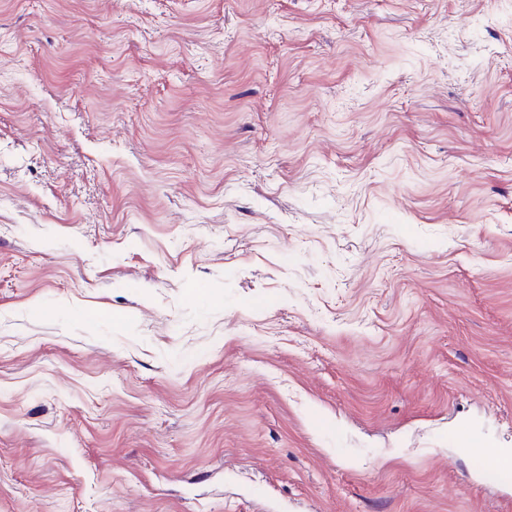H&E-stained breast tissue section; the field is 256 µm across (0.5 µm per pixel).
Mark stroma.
Masks as SVG:
<instances>
[{
    "label": "stroma",
    "instance_id": "stroma-1",
    "mask_svg": "<svg viewBox=\"0 0 512 512\" xmlns=\"http://www.w3.org/2000/svg\"><path fill=\"white\" fill-rule=\"evenodd\" d=\"M512 0H0V512H512Z\"/></svg>",
    "mask_w": 512,
    "mask_h": 512
}]
</instances>
